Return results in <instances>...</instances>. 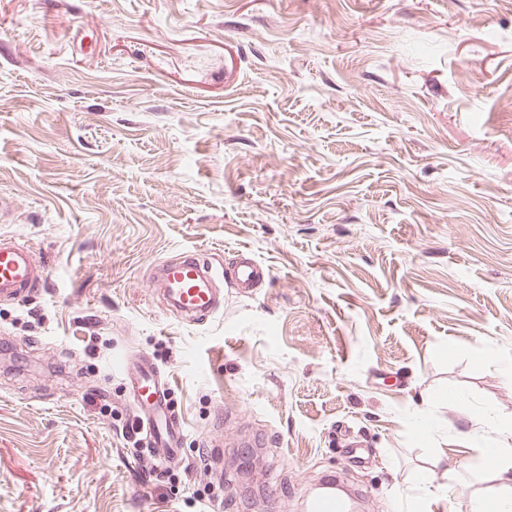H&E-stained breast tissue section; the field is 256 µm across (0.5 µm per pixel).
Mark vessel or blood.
Returning <instances> with one entry per match:
<instances>
[{
    "label": "vessel or blood",
    "mask_w": 512,
    "mask_h": 512,
    "mask_svg": "<svg viewBox=\"0 0 512 512\" xmlns=\"http://www.w3.org/2000/svg\"><path fill=\"white\" fill-rule=\"evenodd\" d=\"M268 274V269L258 264L246 249L235 252L228 268L187 251L157 265L154 282L163 287L177 317L200 324L222 307L216 281H223L226 287L248 296ZM47 279L46 266L36 259L28 245L0 237V300L13 301L38 294L45 288ZM118 366L131 403L140 412L138 420L142 429L157 450L158 461L165 466L175 463L181 457L185 427L169 384L153 359L146 355L122 357Z\"/></svg>",
    "instance_id": "1"
}]
</instances>
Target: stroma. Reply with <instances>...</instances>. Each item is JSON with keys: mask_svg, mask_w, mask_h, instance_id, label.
<instances>
[{"mask_svg": "<svg viewBox=\"0 0 512 512\" xmlns=\"http://www.w3.org/2000/svg\"><path fill=\"white\" fill-rule=\"evenodd\" d=\"M0 235L49 270L0 301V512H303L330 473L463 512L470 410L512 423V0H0ZM240 248L270 276L205 324L151 285ZM131 351L168 474L120 433ZM118 366L142 429L157 449V460L165 467L175 463L181 459L185 427L175 409L172 389L153 359L144 354L123 356ZM144 408L151 411L149 416L143 414Z\"/></svg>", "mask_w": 512, "mask_h": 512, "instance_id": "1", "label": "stroma"}]
</instances>
